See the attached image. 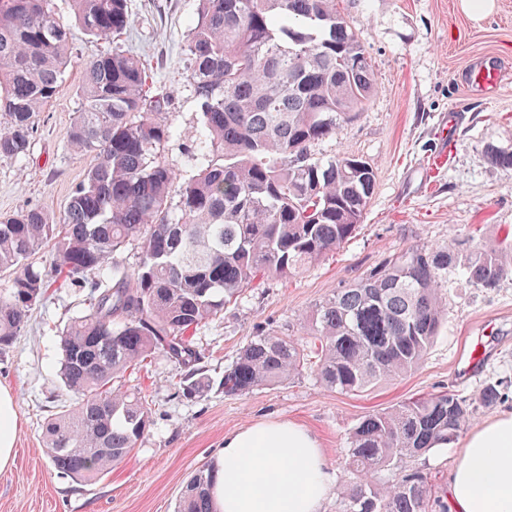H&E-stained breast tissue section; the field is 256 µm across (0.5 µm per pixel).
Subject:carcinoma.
<instances>
[{"label":"carcinoma","instance_id":"cac0c4a2","mask_svg":"<svg viewBox=\"0 0 512 512\" xmlns=\"http://www.w3.org/2000/svg\"><path fill=\"white\" fill-rule=\"evenodd\" d=\"M49 0H0V160L27 155L39 113L59 93L75 39ZM80 30L98 40L128 25L126 0H71ZM186 52L202 113L201 163L180 186L163 155L170 136L150 99L140 60L118 46L93 58L78 87L81 108L66 147L91 158L62 219L42 208L0 217V350L9 348L52 282L30 262L48 250L56 271L89 289L87 308L64 327L59 375L75 405L44 430L57 472L89 481L137 447L149 404L113 380L153 354L181 368L186 393L206 387L187 333L217 316L259 278L288 277L346 244L374 193L372 165L351 155L316 159L309 147L353 122L378 89L358 34L337 0H198ZM132 239L137 262L115 260ZM462 271L494 288L512 270V246H410L338 288L304 320L321 349L315 375L337 393L361 392L417 367L446 315L444 275ZM300 344L254 336L224 370L227 395L300 373ZM478 403L430 395L366 416L351 432L338 512H428L426 476L401 463L452 443ZM391 471L383 484L372 476ZM216 466L197 471L177 512H215Z\"/></svg>","mask_w":512,"mask_h":512}]
</instances>
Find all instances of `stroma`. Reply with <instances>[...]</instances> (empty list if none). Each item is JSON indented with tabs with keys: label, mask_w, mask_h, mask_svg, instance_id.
I'll list each match as a JSON object with an SVG mask.
<instances>
[{
	"label": "stroma",
	"mask_w": 512,
	"mask_h": 512,
	"mask_svg": "<svg viewBox=\"0 0 512 512\" xmlns=\"http://www.w3.org/2000/svg\"><path fill=\"white\" fill-rule=\"evenodd\" d=\"M495 4L476 20L460 0H339L370 56L378 91L356 121L310 151L324 159L346 152L373 166L375 190L356 236L307 271L258 281L191 330L208 391L184 394V369L162 355L128 370L122 383L146 396L153 424L123 462L92 482L57 473L44 453L47 421L76 401L58 376L59 333L87 306L77 288L49 290L0 353V387L10 390L19 415L15 462L0 470V512H174L191 476L219 461L225 434L263 419L307 427L341 482L348 478L349 434L368 414L448 391L472 398L489 383L500 398L478 409L476 423L512 411V272L484 289L449 271L446 319L421 364L399 378L354 394L324 389L308 370L241 396L219 386L252 337L303 338V321L316 304L389 255L416 244L452 240L463 249L512 239V167L488 159L493 149L512 152V0ZM197 6L126 0L129 25L114 41L77 35L62 89L41 112L28 156L0 160V216L38 207L61 218L90 164L65 148L80 107L76 90L86 64L115 45L140 59L152 93L165 100L170 168L181 182L195 175L202 115L185 45ZM487 71L498 72L499 81L479 80ZM450 119L455 133L445 143L440 130ZM461 447L457 441L433 449L404 467L422 471L433 495H444Z\"/></svg>",
	"instance_id": "obj_1"
}]
</instances>
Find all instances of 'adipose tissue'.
I'll return each mask as SVG.
<instances>
[{"label":"adipose tissue","instance_id":"adipose-tissue-1","mask_svg":"<svg viewBox=\"0 0 512 512\" xmlns=\"http://www.w3.org/2000/svg\"><path fill=\"white\" fill-rule=\"evenodd\" d=\"M19 417L0 388V470L13 461ZM212 489L217 512H322L332 491L316 437L288 420L261 421L224 437ZM452 512H512V413L472 429L448 478Z\"/></svg>","mask_w":512,"mask_h":512}]
</instances>
